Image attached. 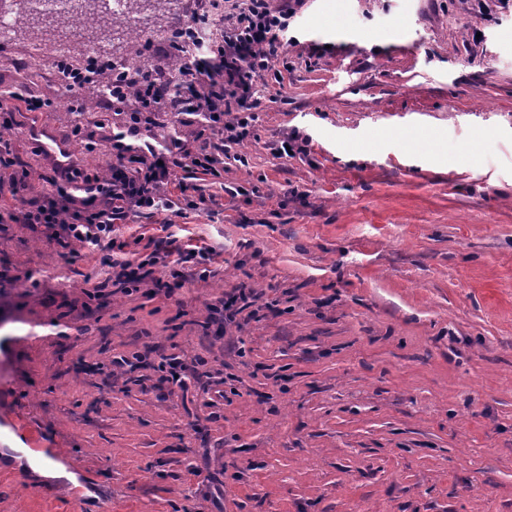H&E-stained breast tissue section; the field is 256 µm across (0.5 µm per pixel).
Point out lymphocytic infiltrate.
Returning <instances> with one entry per match:
<instances>
[{
    "instance_id": "lymphocytic-infiltrate-1",
    "label": "lymphocytic infiltrate",
    "mask_w": 512,
    "mask_h": 512,
    "mask_svg": "<svg viewBox=\"0 0 512 512\" xmlns=\"http://www.w3.org/2000/svg\"><path fill=\"white\" fill-rule=\"evenodd\" d=\"M198 2L199 13L216 15L221 23L186 41L184 68L176 73L162 66L129 71L131 92L112 96L114 106L127 110L128 120L125 131L112 137L118 163L109 179L83 173L73 165L55 169L46 178L50 192L29 201L20 212L26 224L60 225L64 244L91 251L108 247L102 262L111 268L112 280L99 282V289L111 283L124 287L139 283L143 269L159 264L168 267L175 278L182 277L188 266L197 268L199 277H206L207 251L183 248L170 239L150 254L132 258L113 237L114 225L132 211L151 215L162 208L172 209L163 188L172 167L183 160L214 177L223 176L225 151L253 134L257 85L265 82L269 63L286 57L292 44L288 29L296 13L293 0L276 8L270 0ZM177 84L182 94L171 95V87ZM169 114L204 116L217 131L218 141L193 153L183 147L130 145L141 126H158L160 117Z\"/></svg>"
}]
</instances>
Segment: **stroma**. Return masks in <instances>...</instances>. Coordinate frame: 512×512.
Here are the masks:
<instances>
[{"instance_id": "1", "label": "stroma", "mask_w": 512, "mask_h": 512, "mask_svg": "<svg viewBox=\"0 0 512 512\" xmlns=\"http://www.w3.org/2000/svg\"><path fill=\"white\" fill-rule=\"evenodd\" d=\"M295 24L223 180L172 170L167 198L212 206L115 227L136 255L209 250L206 278L99 293L110 268L60 227L0 222V448L77 476L0 465V512H512V9L304 0ZM53 52L18 31L0 59L31 199L57 165L111 168L126 121L104 97L72 123L25 111L60 100ZM295 132L306 152L278 156ZM210 136L169 116L134 142ZM15 460L19 465H21V461L25 460L28 468L39 478L51 480L65 479L75 482L73 474L66 472L60 464L43 454L33 456L24 452L22 457H16Z\"/></svg>"}]
</instances>
